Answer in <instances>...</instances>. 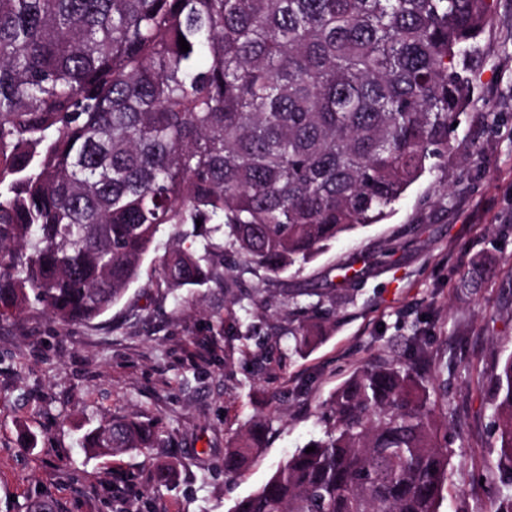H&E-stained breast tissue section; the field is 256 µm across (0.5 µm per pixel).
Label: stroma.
Returning <instances> with one entry per match:
<instances>
[{"label": "stroma", "instance_id": "stroma-1", "mask_svg": "<svg viewBox=\"0 0 512 512\" xmlns=\"http://www.w3.org/2000/svg\"><path fill=\"white\" fill-rule=\"evenodd\" d=\"M459 71L472 86L456 117L454 150L413 183L380 223L330 243L305 269L273 277L234 269L223 284L170 291L157 237L139 279L102 317L64 325L39 305L0 320V512L48 497L61 512H230L296 450L323 439L330 397L366 363L419 356L447 390L451 491L441 512H494L512 495L496 466L490 378L512 355V0ZM495 268L475 287L463 272ZM338 289L336 317L319 344L286 361L292 293ZM267 302L244 314L242 293ZM255 325L258 341L244 340ZM157 420V453L184 468L172 490L145 496L138 453L92 458L82 436L112 418ZM270 430L243 476H225L224 445L255 418Z\"/></svg>", "mask_w": 512, "mask_h": 512}]
</instances>
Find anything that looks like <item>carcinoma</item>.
<instances>
[{"label":"carcinoma","mask_w":512,"mask_h":512,"mask_svg":"<svg viewBox=\"0 0 512 512\" xmlns=\"http://www.w3.org/2000/svg\"><path fill=\"white\" fill-rule=\"evenodd\" d=\"M493 0H0V318L36 303L88 324L135 282L166 225L172 290L224 281L238 259L300 271L328 243L384 220L452 153L469 96L457 69ZM190 50L180 51L179 38ZM201 224H196V220ZM289 335L314 345L336 295L305 302ZM497 466L512 474V355L493 371ZM433 378L370 363L331 398L301 448L232 512H439L446 433ZM253 420L224 448L241 474ZM163 442L153 421L112 419L91 457ZM180 462L153 459L147 492Z\"/></svg>","instance_id":"obj_1"}]
</instances>
